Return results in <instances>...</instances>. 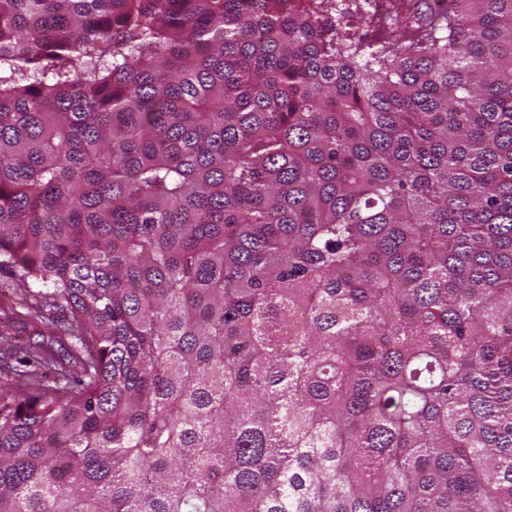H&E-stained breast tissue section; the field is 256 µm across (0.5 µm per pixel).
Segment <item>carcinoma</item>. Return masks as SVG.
I'll list each match as a JSON object with an SVG mask.
<instances>
[{
    "mask_svg": "<svg viewBox=\"0 0 512 512\" xmlns=\"http://www.w3.org/2000/svg\"><path fill=\"white\" fill-rule=\"evenodd\" d=\"M0 0V512H512V0ZM20 298L21 291L15 288L12 277L5 272H0V318L10 314L12 309L20 310L16 304Z\"/></svg>",
    "mask_w": 512,
    "mask_h": 512,
    "instance_id": "carcinoma-1",
    "label": "carcinoma"
}]
</instances>
